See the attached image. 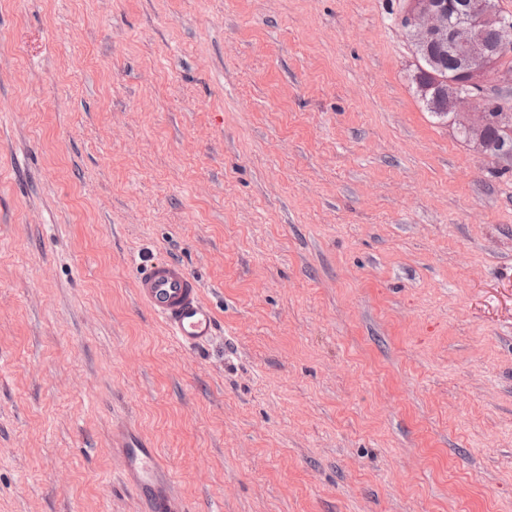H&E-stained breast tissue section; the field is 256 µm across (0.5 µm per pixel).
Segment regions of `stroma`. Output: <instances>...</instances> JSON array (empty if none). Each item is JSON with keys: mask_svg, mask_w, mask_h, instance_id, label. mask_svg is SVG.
<instances>
[{"mask_svg": "<svg viewBox=\"0 0 512 512\" xmlns=\"http://www.w3.org/2000/svg\"><path fill=\"white\" fill-rule=\"evenodd\" d=\"M403 5L0 0V512H148L130 433L191 512H512V170ZM137 291L179 345L198 347L215 336V313L202 301L198 282L180 263L147 260L138 275ZM128 462V477L138 490L152 487L163 471L161 456L142 442H130L118 450Z\"/></svg>", "mask_w": 512, "mask_h": 512, "instance_id": "35a3bbf8", "label": "stroma"}]
</instances>
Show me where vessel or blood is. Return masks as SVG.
Listing matches in <instances>:
<instances>
[{
    "mask_svg": "<svg viewBox=\"0 0 512 512\" xmlns=\"http://www.w3.org/2000/svg\"><path fill=\"white\" fill-rule=\"evenodd\" d=\"M138 295L166 325L171 338L185 347H198L216 334L217 319L200 297L198 282L177 262L149 260L138 275ZM120 452L128 462V477L136 489L153 488L150 512H185L170 490H155L163 469L160 455L141 442H130Z\"/></svg>",
    "mask_w": 512,
    "mask_h": 512,
    "instance_id": "obj_1",
    "label": "vessel or blood"
}]
</instances>
